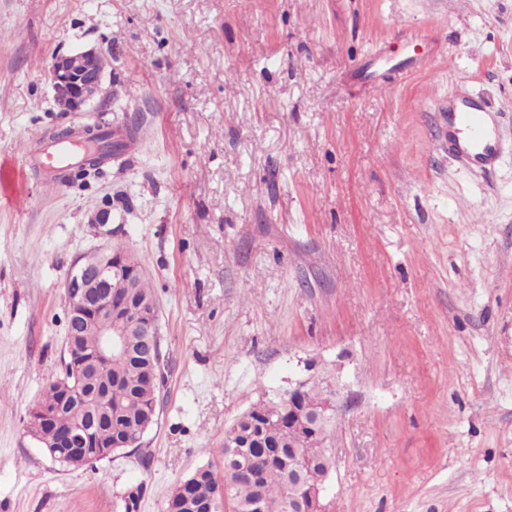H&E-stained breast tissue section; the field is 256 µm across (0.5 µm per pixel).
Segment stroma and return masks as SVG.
<instances>
[{
	"label": "stroma",
	"instance_id": "obj_1",
	"mask_svg": "<svg viewBox=\"0 0 512 512\" xmlns=\"http://www.w3.org/2000/svg\"><path fill=\"white\" fill-rule=\"evenodd\" d=\"M90 48L61 111L50 63ZM454 102L490 107L493 166L451 154ZM87 125L123 154L53 187L51 133ZM1 164L0 512H164L310 365L343 386L329 512H512V0H0ZM111 243L167 384L141 448L73 470L25 426L69 267ZM99 58V53L88 49L53 59L49 75L55 98L66 100L71 112L85 111L100 91L103 72L99 69Z\"/></svg>",
	"mask_w": 512,
	"mask_h": 512
}]
</instances>
